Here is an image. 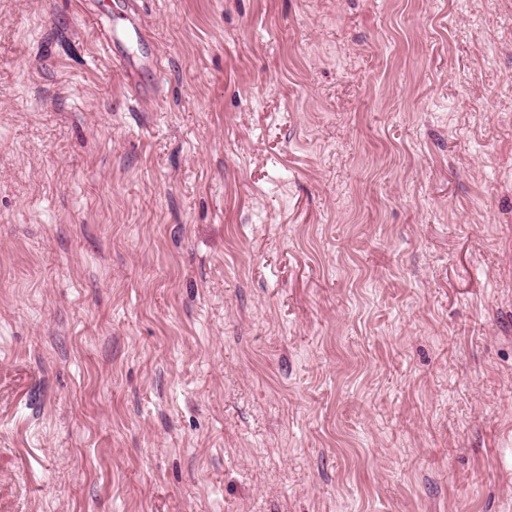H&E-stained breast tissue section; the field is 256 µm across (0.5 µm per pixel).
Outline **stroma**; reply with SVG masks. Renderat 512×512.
<instances>
[{"label": "stroma", "instance_id": "1", "mask_svg": "<svg viewBox=\"0 0 512 512\" xmlns=\"http://www.w3.org/2000/svg\"><path fill=\"white\" fill-rule=\"evenodd\" d=\"M0 0V512H512V0ZM114 4H120L123 12V20L126 21L124 32L126 36H135L137 39L144 37V28L139 12L135 8L134 0H114Z\"/></svg>", "mask_w": 512, "mask_h": 512}]
</instances>
